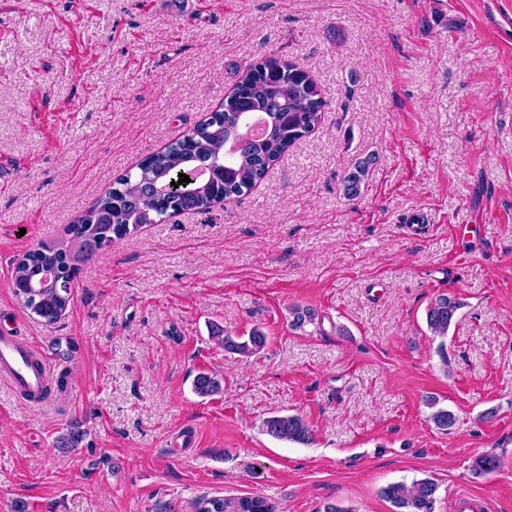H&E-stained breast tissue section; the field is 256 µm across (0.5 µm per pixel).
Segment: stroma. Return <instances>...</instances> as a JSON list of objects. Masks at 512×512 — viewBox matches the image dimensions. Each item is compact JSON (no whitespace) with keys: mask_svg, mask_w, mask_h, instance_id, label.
Instances as JSON below:
<instances>
[{"mask_svg":"<svg viewBox=\"0 0 512 512\" xmlns=\"http://www.w3.org/2000/svg\"><path fill=\"white\" fill-rule=\"evenodd\" d=\"M269 52L315 76L321 124L249 195L97 252L66 314L31 318L13 264ZM1 160L0 328L65 385L32 404L0 382V512H394L381 488L420 478L434 512H512V0H0ZM295 306L315 323L291 328ZM216 326L267 345L226 352ZM202 372L223 393L195 394ZM287 414L312 444L267 433ZM487 452L504 466L473 477ZM371 164L372 160L370 158L364 159L344 175L342 186L343 194L347 199H353L360 194V187L368 175ZM460 304L448 297L440 295L435 299L427 311V326L435 337L445 338L452 320L459 309ZM203 504L216 507L217 510H197ZM195 509L196 512H277L274 504L259 495L238 498H201L195 503Z\"/></svg>","mask_w":512,"mask_h":512,"instance_id":"35a3bbf8","label":"stroma"}]
</instances>
